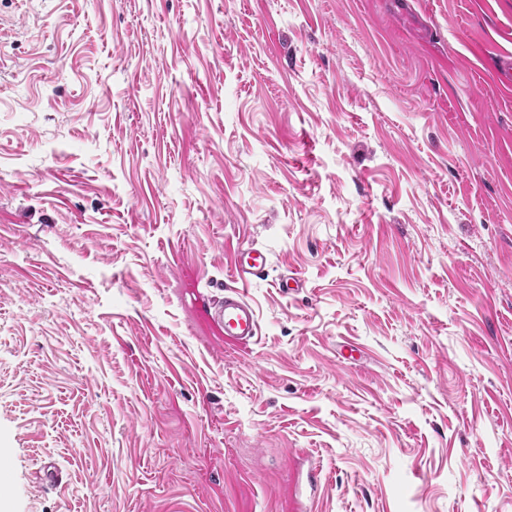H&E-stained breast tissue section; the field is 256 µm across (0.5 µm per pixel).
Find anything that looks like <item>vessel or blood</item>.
Segmentation results:
<instances>
[{
    "label": "vessel or blood",
    "mask_w": 512,
    "mask_h": 512,
    "mask_svg": "<svg viewBox=\"0 0 512 512\" xmlns=\"http://www.w3.org/2000/svg\"><path fill=\"white\" fill-rule=\"evenodd\" d=\"M268 265V256L262 250L251 247L235 251L233 283L225 287L223 299L205 313L213 335L225 345L245 349L257 336L258 317L245 289L254 279L267 276Z\"/></svg>",
    "instance_id": "obj_1"
}]
</instances>
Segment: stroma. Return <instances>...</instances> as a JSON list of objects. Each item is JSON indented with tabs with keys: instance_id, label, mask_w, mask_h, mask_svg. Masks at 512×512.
Returning a JSON list of instances; mask_svg holds the SVG:
<instances>
[{
	"instance_id": "35a3bbf8",
	"label": "stroma",
	"mask_w": 512,
	"mask_h": 512,
	"mask_svg": "<svg viewBox=\"0 0 512 512\" xmlns=\"http://www.w3.org/2000/svg\"><path fill=\"white\" fill-rule=\"evenodd\" d=\"M476 38L512 59V0H0V512H294L311 471L312 512H512ZM267 254L256 248L236 249L232 278L237 286L224 287V299L203 311L212 334L224 346L246 349L258 335V317L246 297L245 287L268 275Z\"/></svg>"
}]
</instances>
